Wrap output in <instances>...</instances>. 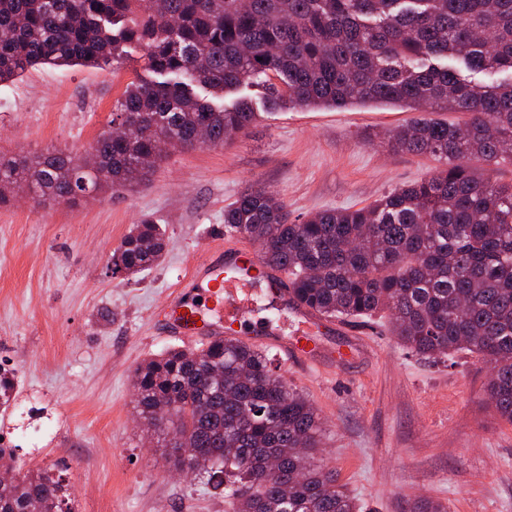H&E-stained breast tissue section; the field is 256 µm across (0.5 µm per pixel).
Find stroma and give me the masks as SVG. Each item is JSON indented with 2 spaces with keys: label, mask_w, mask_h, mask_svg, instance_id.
Returning a JSON list of instances; mask_svg holds the SVG:
<instances>
[{
  "label": "stroma",
  "mask_w": 512,
  "mask_h": 512,
  "mask_svg": "<svg viewBox=\"0 0 512 512\" xmlns=\"http://www.w3.org/2000/svg\"><path fill=\"white\" fill-rule=\"evenodd\" d=\"M142 50L118 68L39 66L0 84V152L56 146L83 154L142 77ZM258 114L221 147L171 151L151 180L77 205H36L23 191L0 203V364L16 374L19 409L0 417L21 468L59 464L74 512H229L220 490L174 475L133 410L132 369L176 346L157 315L194 265L227 240L224 208L258 181L293 218L359 209L431 170L389 150V129L411 111L379 104L265 112L258 89L227 96ZM162 224L168 251L136 277L113 275L129 228ZM325 344L335 364L296 368L288 383L323 423L318 457L361 512H512V425L484 396L488 371L459 354L435 363L403 348L386 318L341 319ZM45 406L48 419L22 426Z\"/></svg>",
  "instance_id": "obj_1"
}]
</instances>
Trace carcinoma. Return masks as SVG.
I'll use <instances>...</instances> for the list:
<instances>
[{"label":"carcinoma","mask_w":512,"mask_h":512,"mask_svg":"<svg viewBox=\"0 0 512 512\" xmlns=\"http://www.w3.org/2000/svg\"><path fill=\"white\" fill-rule=\"evenodd\" d=\"M131 43L153 78L116 101L95 168L58 148L0 155V200L10 185L57 204L132 189L162 162L160 143L189 150L201 130L210 146L246 132L252 106L220 104L243 85L263 86L274 107L417 112L385 143L432 157L425 178L300 222L254 182L224 208V224L285 268L289 295L321 316L384 315L418 355H476L490 368L491 406L512 425V181L478 174L512 164V0H0V83L42 65L116 62ZM433 108L466 120L432 118ZM165 250V231L145 219L112 250V274L134 276ZM274 361L222 336L170 348L134 369L136 413L171 469L177 448L213 462L198 475L220 478L232 512H360L316 457L319 414ZM17 387L0 367L1 412L18 406ZM0 512H73L62 470L0 478Z\"/></svg>","instance_id":"cac0c4a2"}]
</instances>
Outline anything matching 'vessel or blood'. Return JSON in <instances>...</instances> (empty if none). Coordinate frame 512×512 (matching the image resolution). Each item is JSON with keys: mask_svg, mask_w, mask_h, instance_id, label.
I'll use <instances>...</instances> for the list:
<instances>
[{"mask_svg": "<svg viewBox=\"0 0 512 512\" xmlns=\"http://www.w3.org/2000/svg\"><path fill=\"white\" fill-rule=\"evenodd\" d=\"M256 283L262 285L270 302L292 307L294 314L306 322L322 324V317L293 306L288 294L287 272L262 264L256 253L227 244L207 262L197 265L181 283L177 296L162 316L166 332L183 339L203 336L240 339L259 335V328L247 323L240 309L224 300L225 288ZM271 343L287 360L298 364L319 353L317 345L279 335L272 337Z\"/></svg>", "mask_w": 512, "mask_h": 512, "instance_id": "obj_1", "label": "vessel or blood"}]
</instances>
